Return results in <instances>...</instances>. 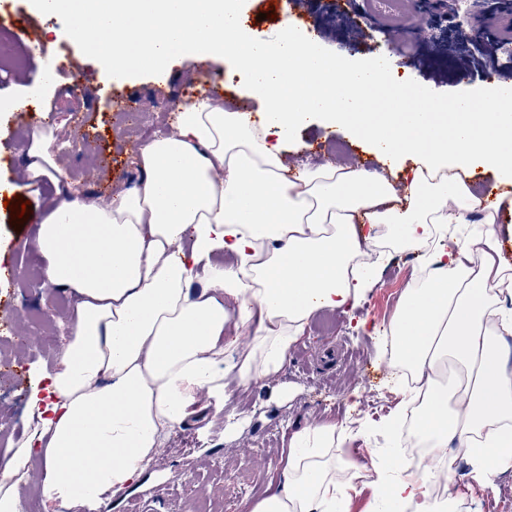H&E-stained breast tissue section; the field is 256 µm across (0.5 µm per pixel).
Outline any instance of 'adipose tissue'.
<instances>
[{
    "label": "adipose tissue",
    "instance_id": "obj_1",
    "mask_svg": "<svg viewBox=\"0 0 512 512\" xmlns=\"http://www.w3.org/2000/svg\"><path fill=\"white\" fill-rule=\"evenodd\" d=\"M31 6L78 18L74 38L117 78L231 55L254 107L181 104L174 132L139 147L133 181L106 201L62 191L53 129L32 133L23 170L59 188L37 218L43 285L67 294L73 313L21 438L0 456V512H25L35 457L46 512H71L86 492L125 495L175 429L223 410L239 388L270 387L316 313L358 305L383 243L419 248L453 224L483 230L439 244L430 278L404 292L376 339L379 359L412 376L424 451L413 462L385 449L365 512H458L512 469V265L496 233L512 213V100L488 92L448 113L429 97L373 111L390 85L375 54L359 65L327 56L288 19L275 40L246 36L238 0ZM314 123L350 129L381 165L413 156L404 186L351 166L289 176L288 143ZM477 165L496 176L488 189L467 181ZM227 253L235 264L222 263ZM359 437L334 422L293 431L277 484L244 512H350L360 469L343 446ZM463 459L471 480L459 484Z\"/></svg>",
    "mask_w": 512,
    "mask_h": 512
}]
</instances>
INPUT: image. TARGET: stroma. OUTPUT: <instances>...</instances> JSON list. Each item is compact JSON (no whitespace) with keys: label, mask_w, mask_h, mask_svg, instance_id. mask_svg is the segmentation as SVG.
I'll return each instance as SVG.
<instances>
[{"label":"stroma","mask_w":512,"mask_h":512,"mask_svg":"<svg viewBox=\"0 0 512 512\" xmlns=\"http://www.w3.org/2000/svg\"><path fill=\"white\" fill-rule=\"evenodd\" d=\"M10 2L16 17L30 23L34 39L52 48L50 54L40 55L28 42H12L15 63L0 80V266L16 272L37 259L35 227L13 218L8 203L20 198L37 211L54 190L47 181L31 184L22 170L17 133L27 125L23 108L35 101L49 111L70 187L105 201L133 173L134 156L143 141L139 135H119L117 104H131L146 116H163L159 132L164 135L173 131L178 107L191 100L197 79L193 62L184 57L166 68H142L115 80L99 56L72 38L67 17L36 14L30 0ZM242 11L252 35L268 39L276 36L278 19L288 9L285 0H242ZM300 17L304 32L324 49L359 56L370 50L385 56L394 75L425 85L432 96L477 95L490 87L481 65L483 53L462 50L446 56L438 51V42L446 38L442 28L426 31L413 46L402 49L380 30L354 42L350 23L336 12L333 0H301ZM65 51L79 54V68L67 67L61 57ZM75 82L83 88L76 98L70 95ZM33 83L43 87L34 101L27 95ZM76 127L83 133L77 145L69 137ZM336 143L347 146L346 161L376 168L370 146L358 137L314 124L288 144L292 171L327 164L323 148ZM404 288L395 262L386 260L364 301L348 313H336L339 333L326 335L309 326L277 379L286 392L284 399H272L252 387L238 391L226 405L227 412L242 419L231 432L225 429L224 415L210 412L188 422L172 434L138 488L110 501L107 512H136L135 502L146 491L163 498L164 512H198L201 501L212 496L219 512H243L244 502L262 498L284 465L289 430L314 422L363 419L365 393L395 389L394 378L375 354L373 338L382 334L396 311L389 295ZM70 309L64 293L46 290L41 283L29 284L15 276L0 284V346L19 341L26 350L25 357L0 369V455L22 432L26 397L38 374L55 365ZM355 386L362 400L350 397Z\"/></svg>","instance_id":"35a3bbf8"}]
</instances>
